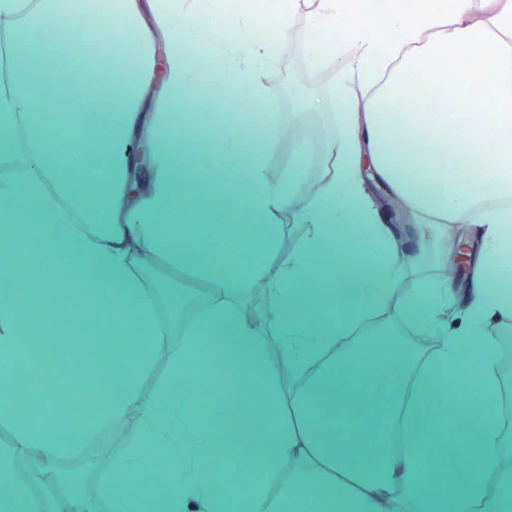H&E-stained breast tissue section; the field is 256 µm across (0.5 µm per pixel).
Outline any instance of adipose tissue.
<instances>
[{
  "instance_id": "adipose-tissue-1",
  "label": "adipose tissue",
  "mask_w": 512,
  "mask_h": 512,
  "mask_svg": "<svg viewBox=\"0 0 512 512\" xmlns=\"http://www.w3.org/2000/svg\"><path fill=\"white\" fill-rule=\"evenodd\" d=\"M221 6L0 0V421L15 427L0 512H58L57 490L26 472L28 460L56 467L131 416L137 437L102 485L110 512H512L493 341L512 321V284L500 276L512 254V0H316L309 61L340 67L330 92L340 133L323 142L329 167L303 197V148L288 176L268 177L287 134L278 113L253 128L230 105L213 143L185 107L207 75L248 90L250 105L267 100L260 76L300 0H278L277 29L264 37L244 10L235 24L199 29L196 17ZM87 12L113 48L104 96L97 68L69 78L58 61L83 49L64 19ZM52 23L54 40L26 34ZM34 81L65 87L73 111L47 117ZM143 150L151 175L135 197L132 160ZM372 181L405 202L419 231L485 226L467 243L466 282L400 293L418 259L403 226L386 223ZM299 197L309 233L285 251L276 217ZM182 214L202 227L185 232L174 222ZM144 255L207 290L167 363L170 380L192 381L197 394L168 383L141 394L170 325ZM255 280L268 298L261 330L240 315ZM58 309L101 319L78 387L55 374L47 348ZM389 310L441 336L428 356L397 359L404 386L385 383L363 353V331ZM272 344L302 383L269 368ZM86 398L92 414L76 418ZM257 410L260 435L224 424L225 413ZM255 447L261 466L247 482L214 469Z\"/></svg>"
}]
</instances>
